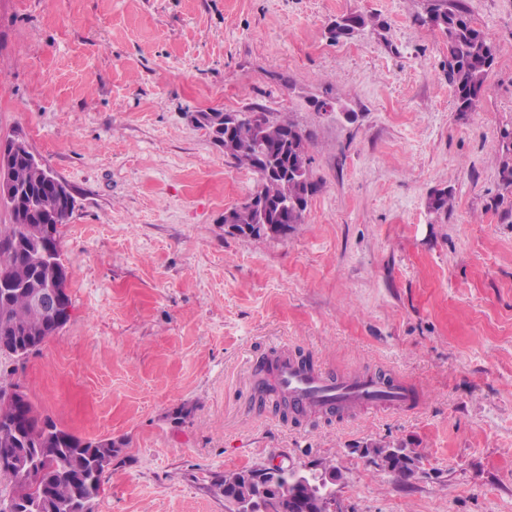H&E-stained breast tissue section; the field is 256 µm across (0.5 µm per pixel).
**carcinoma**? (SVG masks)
I'll return each mask as SVG.
<instances>
[{
	"label": "carcinoma",
	"instance_id": "obj_1",
	"mask_svg": "<svg viewBox=\"0 0 512 512\" xmlns=\"http://www.w3.org/2000/svg\"><path fill=\"white\" fill-rule=\"evenodd\" d=\"M421 21L442 33L448 49L447 76L456 96V111L470 112L479 100L488 70L494 63L496 46L476 28L468 13L448 9V0H427L426 16ZM373 23L362 13L342 17L332 29L333 38H349ZM249 117L230 131L234 147L225 153L237 168L253 173L256 185L250 196L264 200L292 199L301 194L313 196L320 183L312 178L309 154L311 138L291 121L278 120L269 112L248 110ZM499 160L501 181L512 187V140H503ZM15 172L24 187L25 201L6 204L10 223L0 224V274H8L35 289L59 277L58 263L36 259L31 242L42 224H63L75 208L74 197L59 198L49 185L47 175L32 166L25 153L15 156ZM451 206L448 189L428 198L427 207L443 213ZM306 211L283 207L268 215V223L278 227L277 234L305 223ZM28 296L0 284V355L37 349L56 332L54 317L35 312ZM13 383L0 374V448L21 452L32 448L39 452L35 477L38 486L27 488L22 474L0 467V484L11 486L8 495L0 493V512H67L75 498L92 502L98 495L102 476L118 453L110 440L83 439L61 429L42 414L27 395L22 403L6 398ZM381 470L402 481L418 474L420 459L403 445L371 443L365 447ZM254 469L224 472L212 488L224 501L238 506L229 512H324L335 499L330 484H317L295 472L254 480Z\"/></svg>",
	"mask_w": 512,
	"mask_h": 512
}]
</instances>
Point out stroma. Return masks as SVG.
Listing matches in <instances>:
<instances>
[{"instance_id": "stroma-1", "label": "stroma", "mask_w": 512, "mask_h": 512, "mask_svg": "<svg viewBox=\"0 0 512 512\" xmlns=\"http://www.w3.org/2000/svg\"><path fill=\"white\" fill-rule=\"evenodd\" d=\"M448 4L497 46L465 114L426 0H0V139L76 199L69 318L0 370L119 446L91 512H226L212 482L273 458L335 461L341 512H512V0ZM348 13L375 23L332 39ZM250 107L310 134L321 184L276 240L227 231L255 177L193 120ZM283 345L334 378L404 376L419 407L283 419L255 399ZM374 442L412 448L417 478ZM365 457H369L381 470L402 481L411 480L420 469L419 457L403 445L370 443L365 447Z\"/></svg>"}]
</instances>
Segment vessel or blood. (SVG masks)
Masks as SVG:
<instances>
[{"instance_id": "b4317fda", "label": "vessel or blood", "mask_w": 512, "mask_h": 512, "mask_svg": "<svg viewBox=\"0 0 512 512\" xmlns=\"http://www.w3.org/2000/svg\"><path fill=\"white\" fill-rule=\"evenodd\" d=\"M267 379L279 396L303 412L324 411L335 403L346 415L367 406L408 410L419 405L414 385L405 379L395 376L387 381L364 373L336 380L317 367L302 365L285 349L274 350Z\"/></svg>"}]
</instances>
